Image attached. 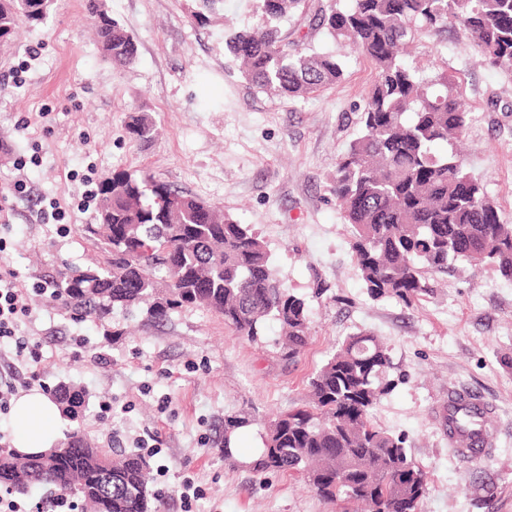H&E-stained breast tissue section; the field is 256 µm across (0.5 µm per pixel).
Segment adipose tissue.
I'll use <instances>...</instances> for the list:
<instances>
[{
	"instance_id": "adipose-tissue-1",
	"label": "adipose tissue",
	"mask_w": 512,
	"mask_h": 512,
	"mask_svg": "<svg viewBox=\"0 0 512 512\" xmlns=\"http://www.w3.org/2000/svg\"><path fill=\"white\" fill-rule=\"evenodd\" d=\"M11 416L17 452L38 455L53 447L61 411L49 396L37 390L21 394L12 403Z\"/></svg>"
}]
</instances>
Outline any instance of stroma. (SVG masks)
<instances>
[{
  "label": "stroma",
  "instance_id": "1",
  "mask_svg": "<svg viewBox=\"0 0 512 512\" xmlns=\"http://www.w3.org/2000/svg\"><path fill=\"white\" fill-rule=\"evenodd\" d=\"M87 0H55L46 22L22 27L0 78L37 48L26 81H0V193L25 179L29 193L10 198L14 248L9 259L23 285L58 280L109 259L82 226L98 221V200L81 207L82 178L101 185L123 170L152 176L221 207L264 240L285 288L307 300L310 340L295 358L278 344L277 322L264 336L235 335L218 314L195 305L157 321L146 313L112 312L76 319L64 302L32 293L22 330L43 353V393L66 384L86 392L59 435L83 429L97 444L134 451L138 436L155 437L151 458L156 512H342L322 501L297 474L258 475L225 463L224 420L260 425L305 398L308 382L350 333L367 330L386 345L394 388L374 421L404 435L429 479L421 512H512V282L491 268L440 280L434 295L408 307L372 300L351 248V228L332 193L336 161L359 133L358 113L374 79L370 62L327 35L315 47L335 53L344 80L308 99L257 91L225 49L227 29L257 24L256 0H224V15L198 25L191 0H104L109 15L138 43L131 66L102 57L89 28ZM27 59V58H26ZM404 62L446 67L472 121L459 149L467 171L512 224V72L484 62L457 25L428 31ZM160 128L149 144L130 141L133 109ZM27 130H20V123ZM39 149V166L17 171L16 155ZM59 199L66 218L44 224L34 199ZM324 293H317V286ZM465 389L496 405L500 426L485 459H459L442 413L448 395ZM111 412H102L103 403ZM192 478L203 493L184 509L179 488Z\"/></svg>",
  "mask_w": 512,
  "mask_h": 512
}]
</instances>
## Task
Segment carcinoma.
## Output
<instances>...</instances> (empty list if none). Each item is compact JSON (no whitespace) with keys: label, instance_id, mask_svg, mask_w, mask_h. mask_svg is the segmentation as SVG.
Masks as SVG:
<instances>
[{"label":"carcinoma","instance_id":"carcinoma-1","mask_svg":"<svg viewBox=\"0 0 512 512\" xmlns=\"http://www.w3.org/2000/svg\"><path fill=\"white\" fill-rule=\"evenodd\" d=\"M193 19L205 25L220 15L224 0H193ZM259 21L226 40L242 76L257 88L303 99L344 78L336 54L306 43L322 30L344 40L367 59L375 77L358 124L360 132L337 162L332 191L352 227L353 259L373 300L395 299L409 307L433 294L438 275L458 264L488 266L512 282V224L484 185L448 151L468 128L456 82L443 68L428 78L408 68L400 49L419 34L457 20L484 60L512 66V0H350L346 9L313 7L310 0H258ZM51 5L33 12L28 0H0V45L14 41L23 21L43 24ZM87 12L103 57L117 68L138 54L134 37L99 0ZM285 19L308 29L286 41ZM133 142L159 135L147 115L126 127ZM99 223L82 231L101 241L111 261L95 275L62 277L55 287L80 317H103L114 309L138 311L156 294L158 281L169 298L147 308L154 319L183 304L224 317L235 334L261 335L267 320L285 329L283 348L292 357L309 341V307L276 279L271 255L251 227L218 208L126 171L112 174L100 189ZM176 195L182 208L165 211L157 198ZM391 359L369 331L347 336L309 381V400L279 415L260 434L262 448L245 466L257 474L303 475L328 503L364 505L368 512H421L428 476L409 455L402 435L373 422V409L394 386L386 379ZM83 395L69 385L56 400L68 412ZM458 444L467 443L473 421L466 406L443 415ZM249 422L224 419V459L239 461L237 436ZM0 477L20 491L53 486L72 493L82 512H153L157 494L148 465L130 453L98 446L81 430L47 453L23 456L0 449Z\"/></svg>","mask_w":512,"mask_h":512}]
</instances>
